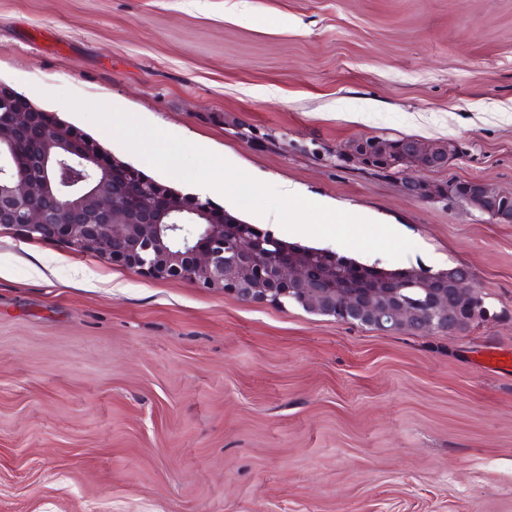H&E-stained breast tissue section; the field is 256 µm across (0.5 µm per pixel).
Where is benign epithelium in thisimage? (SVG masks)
Returning a JSON list of instances; mask_svg holds the SVG:
<instances>
[{"label": "benign epithelium", "mask_w": 512, "mask_h": 512, "mask_svg": "<svg viewBox=\"0 0 512 512\" xmlns=\"http://www.w3.org/2000/svg\"><path fill=\"white\" fill-rule=\"evenodd\" d=\"M358 143L367 165L386 162L381 139L361 138ZM438 149L449 153L451 144H407L410 155H424L435 165L441 162ZM72 165L96 172L111 168L107 158L76 149L74 138L30 112L0 114V224L24 237L63 240L155 279L191 280L245 301H266L291 291L304 301L322 295V306L330 313L350 312L381 332L453 330L451 308L411 303L404 298V285L390 281L365 293L338 294L336 270L328 261L289 260L277 251L275 240H256L248 225L232 224L209 208L193 209L180 195L168 194L145 208L139 205L143 185L137 181L79 178L62 189L57 173ZM402 185L413 198L436 194L409 168ZM45 198L54 204H40ZM436 288L440 293L470 292L473 284L448 271L439 276Z\"/></svg>", "instance_id": "7a95c632"}]
</instances>
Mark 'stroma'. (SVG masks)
Here are the masks:
<instances>
[{"mask_svg":"<svg viewBox=\"0 0 512 512\" xmlns=\"http://www.w3.org/2000/svg\"><path fill=\"white\" fill-rule=\"evenodd\" d=\"M0 83L397 226L408 264L466 266L489 310L383 333L0 227V512H512V370L478 365L512 351V223L342 155L449 142L420 180L512 193V0H0ZM383 139V138H382ZM380 138L368 137L361 138L357 142L359 143V150L361 152V156L364 160H366L367 166H373L376 164H383L387 160V155L384 153V150L380 147L381 140ZM408 140H413L409 144H407V152L414 155H424L429 157L433 164L436 165L440 163L442 160L435 153L436 150H441V152H448V158L451 155V145L450 143H423L419 140H415L412 137H402L399 139H383L384 146L391 151L390 157L396 158L401 157L404 160V156H399L396 153L399 151L401 143H404ZM395 152V153H394ZM402 185L406 195L413 198H426L430 195H436V188H431L414 175V170L403 167Z\"/></svg>","mask_w":512,"mask_h":512,"instance_id":"stroma-1","label":"stroma"}]
</instances>
